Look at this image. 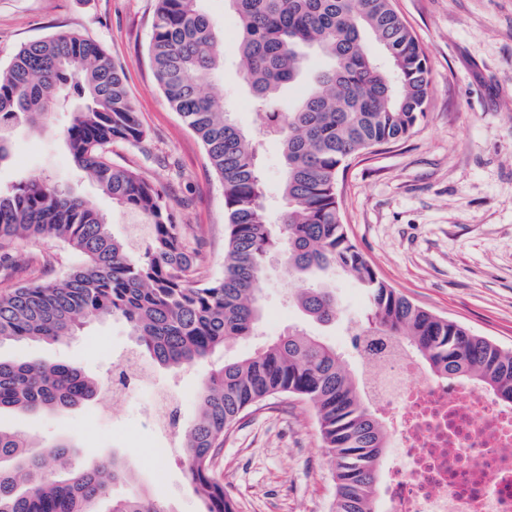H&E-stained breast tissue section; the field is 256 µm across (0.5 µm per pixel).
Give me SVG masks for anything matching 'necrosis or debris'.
I'll return each instance as SVG.
<instances>
[{
    "label": "necrosis or debris",
    "instance_id": "1",
    "mask_svg": "<svg viewBox=\"0 0 512 512\" xmlns=\"http://www.w3.org/2000/svg\"><path fill=\"white\" fill-rule=\"evenodd\" d=\"M368 345L398 441L387 512H512V405L455 381L418 385V361L390 337Z\"/></svg>",
    "mask_w": 512,
    "mask_h": 512
}]
</instances>
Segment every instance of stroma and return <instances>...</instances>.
I'll return each mask as SVG.
<instances>
[{
	"mask_svg": "<svg viewBox=\"0 0 512 512\" xmlns=\"http://www.w3.org/2000/svg\"><path fill=\"white\" fill-rule=\"evenodd\" d=\"M423 47L431 92L424 118L408 137L351 158L338 175L342 220L352 242L377 275L399 294L436 316L457 322L512 349V0H393ZM219 25L223 64L206 88L222 96L232 119L254 133L265 193L281 208V147L258 132L248 88L238 75L239 20L226 0H201ZM156 0H0V67L20 47L75 31L100 44L125 74V85L147 133L132 146L112 145L115 164L164 189L175 220L188 233L206 278L224 271V189L197 136L157 85L149 44ZM71 114L53 112L44 130L17 128L0 186L37 176L77 187L111 219L115 237L131 219L78 171L59 135ZM73 257L61 242L43 239L15 250L0 292L56 281ZM277 258L267 263L257 335L237 340L210 360L171 375L127 371L128 395L98 397L69 412L0 415V427L42 444H73L72 463L86 467L116 455L174 512H203L185 472L181 428L197 414L201 377L229 359L259 352L298 325L342 353L348 371L366 375L369 363L352 346L350 327L365 320L366 299L349 278L337 280L343 310L335 323L306 320L288 294L298 288ZM135 348L120 318L89 321L81 333L56 342L7 341L0 357L68 364L109 386ZM169 388L178 427L160 433L150 401ZM212 473L237 501L238 512H331L333 470L311 404L277 395L249 409L225 436Z\"/></svg>",
	"mask_w": 512,
	"mask_h": 512,
	"instance_id": "stroma-1",
	"label": "stroma"
}]
</instances>
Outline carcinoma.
<instances>
[{"instance_id":"cac0c4a2","label":"carcinoma","mask_w":512,"mask_h":512,"mask_svg":"<svg viewBox=\"0 0 512 512\" xmlns=\"http://www.w3.org/2000/svg\"><path fill=\"white\" fill-rule=\"evenodd\" d=\"M200 0H157L150 58L155 79L200 139L224 188L227 244L223 274L198 278L165 193L109 157L114 142L138 145L145 131L122 70L95 41L65 32L21 47L0 67V163L11 133L39 129L58 103L86 101L62 130L77 166L112 201L140 218L148 233L132 250L108 218L72 189L27 177L0 189V259L23 240L49 237L76 258L66 276L0 294V343L59 341L93 319L123 318L139 353L178 372L256 333L265 267L279 256L305 316L330 323L339 314L336 279L348 276L367 299L356 336L382 332L410 348L431 374L485 389L512 403V351L441 320L381 280L349 239L336 192L350 157L407 137L425 116L429 67L417 37L392 0H231L240 23L237 51L262 134L282 147L279 233L264 204V180L249 136L202 84L218 63V29ZM328 60L309 73L294 107L282 91L300 82L308 54ZM81 369L0 358V412H66L98 397ZM286 394L316 411L334 465L333 512H379L378 487L390 433L340 353L295 326L257 354L226 361L197 386V418L182 435L186 475L205 512H237L211 471L224 434L251 407ZM68 442L39 448L0 427V512H174L134 481L115 456L75 468Z\"/></svg>"}]
</instances>
